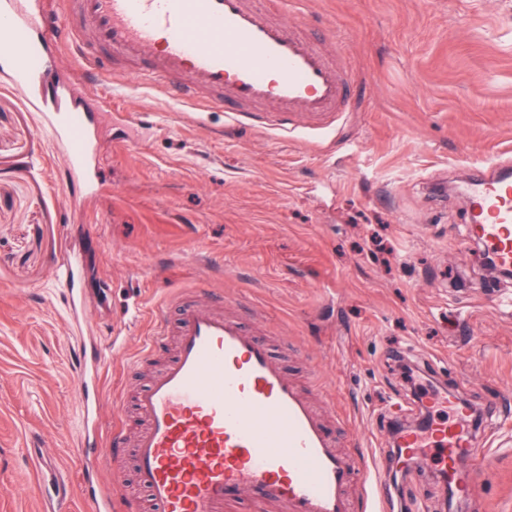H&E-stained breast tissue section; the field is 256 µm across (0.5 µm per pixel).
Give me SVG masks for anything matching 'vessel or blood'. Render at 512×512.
I'll list each match as a JSON object with an SVG mask.
<instances>
[{"label":"vessel or blood","mask_w":512,"mask_h":512,"mask_svg":"<svg viewBox=\"0 0 512 512\" xmlns=\"http://www.w3.org/2000/svg\"><path fill=\"white\" fill-rule=\"evenodd\" d=\"M63 16L0 0V57L10 85L28 104L53 109L43 124L68 158L67 180L82 198L97 194L83 179L90 145L88 116L67 104L65 90L40 91L55 63L49 43L67 40L93 74L109 77L123 63L124 85H147L180 101L215 104L225 112L259 113L284 129L298 119L345 111L347 75L337 53L306 38V13L273 18L263 0H66ZM482 240L497 262L512 266V168L473 174ZM77 258L52 266L68 292L70 316L83 317ZM176 334L165 369L135 395L144 421L135 440V480L157 512H224L231 493L262 491L287 512H352V475L366 458L337 450L313 401L289 379L269 343L248 334L223 308L196 301L180 306L177 329L158 321L146 343L153 353ZM105 352L89 346L72 364L84 409L76 445L85 460L82 512H113L114 499L94 470L121 453L123 425L104 433L99 416ZM466 408L427 433H408V454L434 449V464L462 492L488 471L484 449L472 445Z\"/></svg>","instance_id":"1"}]
</instances>
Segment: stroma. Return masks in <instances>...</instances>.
I'll list each match as a JSON object with an SVG mask.
<instances>
[{
	"label": "stroma",
	"instance_id": "1",
	"mask_svg": "<svg viewBox=\"0 0 512 512\" xmlns=\"http://www.w3.org/2000/svg\"><path fill=\"white\" fill-rule=\"evenodd\" d=\"M301 8L346 57L348 109L328 129L262 130L156 88L113 97L61 48L47 81L91 116L101 192L79 215L62 150L0 71V512H80L73 332L51 275L66 246L110 358L102 423L126 426L125 472L134 392L174 348L145 356L153 318L177 325L172 297L200 288L270 342L340 450L386 473L391 512H448L439 471L391 447L394 424L420 418L402 360L481 412L493 464L457 512H512V280L489 276L464 192L480 162L512 161V0ZM41 455L57 466L40 487Z\"/></svg>",
	"mask_w": 512,
	"mask_h": 512
}]
</instances>
